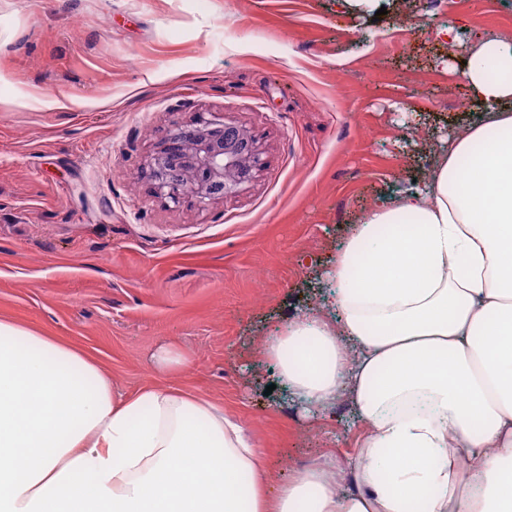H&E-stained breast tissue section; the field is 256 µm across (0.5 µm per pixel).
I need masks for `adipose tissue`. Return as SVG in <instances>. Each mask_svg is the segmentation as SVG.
Returning <instances> with one entry per match:
<instances>
[{"label":"adipose tissue","instance_id":"adipose-tissue-1","mask_svg":"<svg viewBox=\"0 0 512 512\" xmlns=\"http://www.w3.org/2000/svg\"><path fill=\"white\" fill-rule=\"evenodd\" d=\"M461 73L480 121L363 214L326 271L335 320L290 318L263 347L307 407L348 395L355 454L271 486L211 399L115 397L84 350L0 320V512H512V38Z\"/></svg>","mask_w":512,"mask_h":512}]
</instances>
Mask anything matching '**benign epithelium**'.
Returning a JSON list of instances; mask_svg holds the SVG:
<instances>
[{"label":"benign epithelium","mask_w":512,"mask_h":512,"mask_svg":"<svg viewBox=\"0 0 512 512\" xmlns=\"http://www.w3.org/2000/svg\"><path fill=\"white\" fill-rule=\"evenodd\" d=\"M253 141L244 130L219 119L204 121L188 140L175 136L165 140L153 162L157 191L175 205L191 198L206 206L224 197L236 184L225 179L228 172L238 175L261 167ZM174 164L192 170L193 179L187 181L179 173L167 176Z\"/></svg>","instance_id":"1"}]
</instances>
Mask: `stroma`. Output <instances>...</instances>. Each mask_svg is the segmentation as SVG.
Segmentation results:
<instances>
[{"instance_id":"stroma-1","label":"stroma","mask_w":512,"mask_h":512,"mask_svg":"<svg viewBox=\"0 0 512 512\" xmlns=\"http://www.w3.org/2000/svg\"><path fill=\"white\" fill-rule=\"evenodd\" d=\"M386 8L0 0V318L80 345L114 394L156 385L221 404L272 485L354 453L365 426L349 399L305 409L262 343L307 310L334 316L319 270L365 210L414 189L438 142L477 120L435 30L466 46L512 37V0ZM213 117L253 136L262 166L208 206L173 205L152 159ZM172 343L188 371L156 367Z\"/></svg>"}]
</instances>
